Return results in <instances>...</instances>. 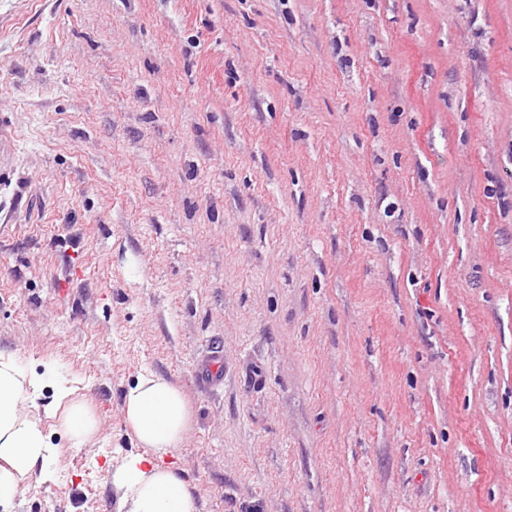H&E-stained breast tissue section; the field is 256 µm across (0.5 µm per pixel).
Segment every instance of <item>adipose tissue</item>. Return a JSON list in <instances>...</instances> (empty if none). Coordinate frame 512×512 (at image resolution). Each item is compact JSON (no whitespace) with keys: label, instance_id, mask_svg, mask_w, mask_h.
<instances>
[{"label":"adipose tissue","instance_id":"adipose-tissue-1","mask_svg":"<svg viewBox=\"0 0 512 512\" xmlns=\"http://www.w3.org/2000/svg\"><path fill=\"white\" fill-rule=\"evenodd\" d=\"M50 402H42L44 389ZM123 415L138 445L112 467L111 483L119 512H196L183 470L172 459L191 424L182 391L153 371L141 370L123 395ZM59 419L66 447L94 444L99 419L77 394L75 380L59 362L30 368L22 355L0 351V507L10 508L30 479L51 480L52 461L63 448L53 444L43 421Z\"/></svg>","mask_w":512,"mask_h":512}]
</instances>
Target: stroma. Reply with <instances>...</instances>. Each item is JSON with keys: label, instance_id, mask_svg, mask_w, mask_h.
<instances>
[{"label": "stroma", "instance_id": "1", "mask_svg": "<svg viewBox=\"0 0 512 512\" xmlns=\"http://www.w3.org/2000/svg\"><path fill=\"white\" fill-rule=\"evenodd\" d=\"M0 132V350L100 418L12 512H117L145 367L198 512H512V0H0ZM224 374V350L220 343L214 344L198 372L201 384L207 388H213L219 385L223 380Z\"/></svg>", "mask_w": 512, "mask_h": 512}]
</instances>
